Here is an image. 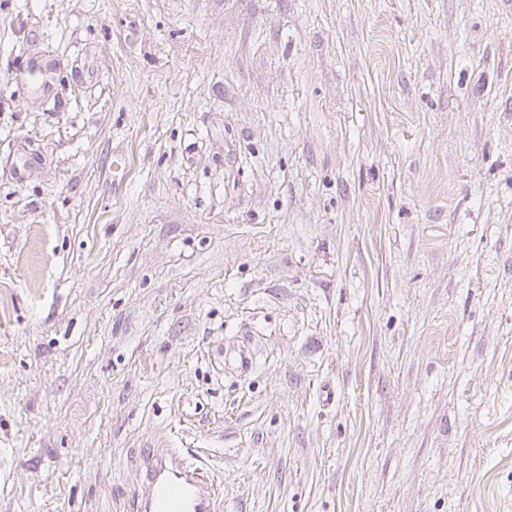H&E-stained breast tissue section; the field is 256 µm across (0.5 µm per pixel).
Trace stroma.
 <instances>
[{
    "mask_svg": "<svg viewBox=\"0 0 512 512\" xmlns=\"http://www.w3.org/2000/svg\"><path fill=\"white\" fill-rule=\"evenodd\" d=\"M0 290V512H512V0H0ZM136 512H220L221 493L202 459L183 448H143Z\"/></svg>",
    "mask_w": 512,
    "mask_h": 512,
    "instance_id": "1",
    "label": "stroma"
}]
</instances>
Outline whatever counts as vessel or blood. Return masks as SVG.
I'll use <instances>...</instances> for the list:
<instances>
[{
  "label": "vessel or blood",
  "mask_w": 512,
  "mask_h": 512,
  "mask_svg": "<svg viewBox=\"0 0 512 512\" xmlns=\"http://www.w3.org/2000/svg\"><path fill=\"white\" fill-rule=\"evenodd\" d=\"M143 491L135 512H220L221 493L202 459L181 448L141 452Z\"/></svg>",
  "instance_id": "1"
}]
</instances>
